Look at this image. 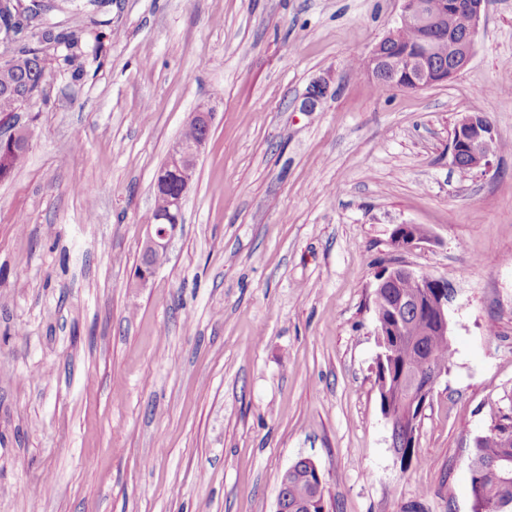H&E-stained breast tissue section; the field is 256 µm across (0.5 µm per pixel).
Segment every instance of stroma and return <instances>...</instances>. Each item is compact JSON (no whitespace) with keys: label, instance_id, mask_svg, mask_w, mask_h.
<instances>
[{"label":"stroma","instance_id":"stroma-1","mask_svg":"<svg viewBox=\"0 0 512 512\" xmlns=\"http://www.w3.org/2000/svg\"><path fill=\"white\" fill-rule=\"evenodd\" d=\"M400 0H61L84 76L51 64L0 120L30 149L0 181V512H275L316 461L328 512H472L474 437L512 414V0L425 89L362 65ZM329 93L302 109L313 81ZM212 114L183 232L135 284L153 183ZM465 112L489 171L453 166ZM399 224L429 238L389 244ZM448 278L454 350L402 466L376 384L374 289ZM489 120L479 113H462L451 142L453 164L462 170L488 169L497 154Z\"/></svg>","mask_w":512,"mask_h":512}]
</instances>
